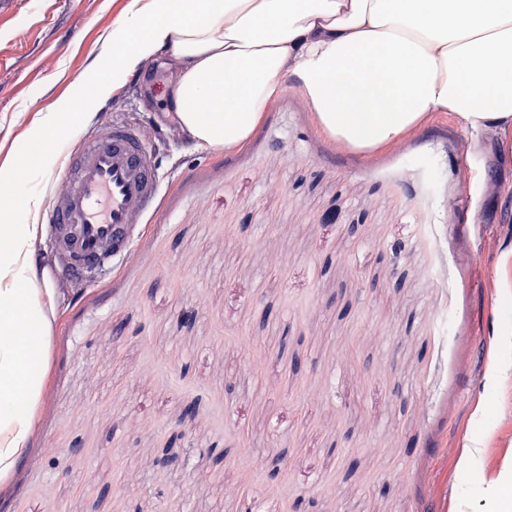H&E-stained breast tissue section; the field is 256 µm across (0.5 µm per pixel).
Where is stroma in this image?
<instances>
[{"label": "stroma", "mask_w": 512, "mask_h": 512, "mask_svg": "<svg viewBox=\"0 0 512 512\" xmlns=\"http://www.w3.org/2000/svg\"><path fill=\"white\" fill-rule=\"evenodd\" d=\"M127 4L0 0V165L97 75ZM176 71L158 54L82 115L83 135L138 129L162 196L124 261L55 306L0 512H485L512 463L501 133L435 112L358 153L291 90L244 148H199Z\"/></svg>", "instance_id": "stroma-1"}]
</instances>
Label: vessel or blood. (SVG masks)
I'll list each match as a JSON object with an SVG mask.
<instances>
[{"instance_id":"b4317fda","label":"vessel or blood","mask_w":512,"mask_h":512,"mask_svg":"<svg viewBox=\"0 0 512 512\" xmlns=\"http://www.w3.org/2000/svg\"><path fill=\"white\" fill-rule=\"evenodd\" d=\"M62 176L67 190L55 193L41 215L52 230L51 260L68 276L105 274L158 204L153 156L133 127L114 122L68 153Z\"/></svg>"}]
</instances>
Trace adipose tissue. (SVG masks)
I'll list each match as a JSON object with an SVG mask.
<instances>
[{
	"label": "adipose tissue",
	"instance_id": "ef3b65f1",
	"mask_svg": "<svg viewBox=\"0 0 512 512\" xmlns=\"http://www.w3.org/2000/svg\"><path fill=\"white\" fill-rule=\"evenodd\" d=\"M117 49L94 80L39 113L27 151L0 167V483L29 451L48 363V305L34 242L40 187L78 112L164 50L177 61L170 105L198 145H245L287 89L330 138L388 146L433 112L472 131L512 127V0H129Z\"/></svg>",
	"mask_w": 512,
	"mask_h": 512
}]
</instances>
